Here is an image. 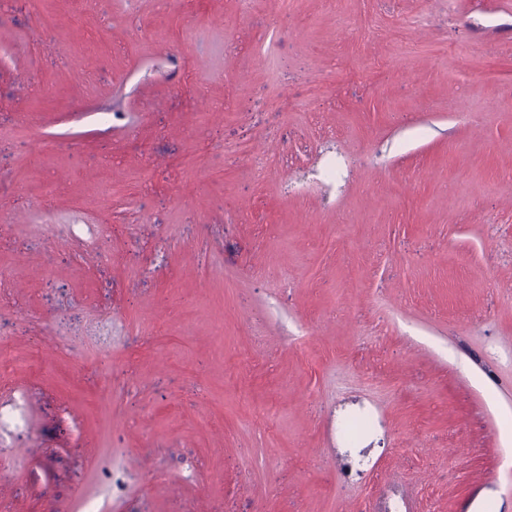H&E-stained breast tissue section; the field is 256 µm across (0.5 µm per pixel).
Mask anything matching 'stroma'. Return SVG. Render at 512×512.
<instances>
[{
	"label": "stroma",
	"mask_w": 512,
	"mask_h": 512,
	"mask_svg": "<svg viewBox=\"0 0 512 512\" xmlns=\"http://www.w3.org/2000/svg\"><path fill=\"white\" fill-rule=\"evenodd\" d=\"M0 512H512V0H0Z\"/></svg>",
	"instance_id": "stroma-1"
}]
</instances>
